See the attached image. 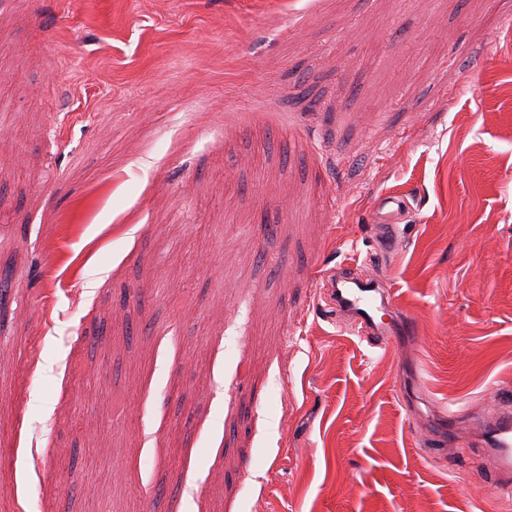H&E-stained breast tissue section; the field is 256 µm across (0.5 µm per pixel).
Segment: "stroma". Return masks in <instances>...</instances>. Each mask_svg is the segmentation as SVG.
Masks as SVG:
<instances>
[{"label": "stroma", "instance_id": "obj_1", "mask_svg": "<svg viewBox=\"0 0 512 512\" xmlns=\"http://www.w3.org/2000/svg\"><path fill=\"white\" fill-rule=\"evenodd\" d=\"M509 11L0 0V512H502ZM342 264L411 335L327 316ZM410 210L407 199L398 193H388L375 205L372 224H402ZM501 408L486 415L479 422L480 444L489 462L490 470L510 485L512 478V390H498Z\"/></svg>", "mask_w": 512, "mask_h": 512}]
</instances>
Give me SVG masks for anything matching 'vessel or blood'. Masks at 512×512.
Returning <instances> with one entry per match:
<instances>
[{
  "instance_id": "obj_1",
  "label": "vessel or blood",
  "mask_w": 512,
  "mask_h": 512,
  "mask_svg": "<svg viewBox=\"0 0 512 512\" xmlns=\"http://www.w3.org/2000/svg\"><path fill=\"white\" fill-rule=\"evenodd\" d=\"M409 210L403 195L389 193L375 205L371 221L400 224ZM328 281L336 312L350 325L352 332L379 336L380 347H389V337L401 323L394 292L363 285L341 267L329 275ZM498 395L500 409L492 411L479 423L480 443L491 471L507 482L512 480V389L500 388Z\"/></svg>"
}]
</instances>
